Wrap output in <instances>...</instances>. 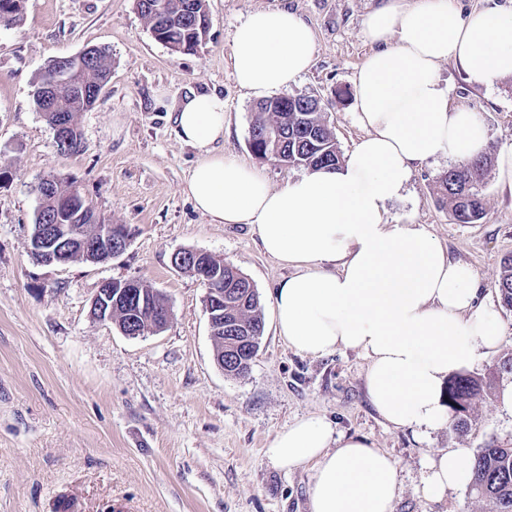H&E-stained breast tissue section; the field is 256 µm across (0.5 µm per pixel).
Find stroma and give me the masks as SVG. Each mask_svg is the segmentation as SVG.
I'll list each match as a JSON object with an SVG mask.
<instances>
[{
	"label": "stroma",
	"mask_w": 512,
	"mask_h": 512,
	"mask_svg": "<svg viewBox=\"0 0 512 512\" xmlns=\"http://www.w3.org/2000/svg\"><path fill=\"white\" fill-rule=\"evenodd\" d=\"M382 4L207 0V36L189 52L156 41L136 0H24L19 22H0V512H62L73 499L81 512H111L117 502L128 512H309L311 466L287 472L264 455L276 433L307 415L392 456L402 483L395 512H488L468 488L432 499L423 481L440 450L512 446V410L500 400L512 374L474 402L466 428L392 427L369 401L368 362L358 352L301 355L278 335L275 294L289 270L264 253L252 227L212 223L184 191L199 152L178 138L174 114L194 93L223 97L225 155L260 168L274 189L301 173L248 147L256 101L236 84L229 54L235 27L257 10L288 9L313 29L314 63L287 91L321 98L349 153L364 135L354 78L372 50L366 21ZM90 46L109 54L111 77L77 118L80 152L64 156L33 104L35 80L51 59ZM439 77L454 104L482 121L491 150L512 144L511 77L487 90L452 62L440 65ZM448 166L442 158L414 170L388 217L425 225L452 260L475 270L478 300L492 304L501 325L497 353L473 367L483 373L512 354V310L496 288L512 255V196L488 174L484 218L455 223L434 190ZM53 174L131 229L120 257L61 266L31 258L35 185ZM184 249L234 265L260 295L265 329L247 376L225 374L215 361L206 290L171 263ZM113 279L162 293L172 310L166 328L128 337L94 319L91 302Z\"/></svg>",
	"instance_id": "stroma-1"
}]
</instances>
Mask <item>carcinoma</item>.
Listing matches in <instances>:
<instances>
[{"label": "carcinoma", "instance_id": "carcinoma-1", "mask_svg": "<svg viewBox=\"0 0 512 512\" xmlns=\"http://www.w3.org/2000/svg\"><path fill=\"white\" fill-rule=\"evenodd\" d=\"M163 2L168 24L159 28L168 43L186 45L194 49L202 38L186 20L195 14H206V0H137V7L148 26H153L156 13L153 5ZM110 74V62L100 52L92 63L78 74L86 88L99 86ZM66 113L77 119L81 112L92 107L90 99L79 93L65 98ZM276 127L288 138L281 154L265 145L259 136L268 128ZM249 147L260 159L302 167L336 169L344 161L336 137L319 103L306 93L289 96L288 111L282 112L270 99L259 102L250 129ZM491 154L463 159L443 171L435 181L439 200L448 205L458 224H477L484 217L480 188L491 167ZM138 288L150 303L144 317L155 323L170 307L162 294L151 286L138 282ZM497 293L502 306L512 310V256L504 258ZM264 332L259 294L244 274L232 265L224 266V333L214 337L216 351L224 353V373L238 375L243 365L252 361ZM501 373H512V356L501 360L488 372L474 376L455 375L448 380V409L456 426L467 425L472 401L491 389ZM472 481L470 493L490 506L489 512H512V447L480 448L470 458Z\"/></svg>", "mask_w": 512, "mask_h": 512}]
</instances>
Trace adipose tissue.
<instances>
[{"instance_id": "adipose-tissue-1", "label": "adipose tissue", "mask_w": 512, "mask_h": 512, "mask_svg": "<svg viewBox=\"0 0 512 512\" xmlns=\"http://www.w3.org/2000/svg\"><path fill=\"white\" fill-rule=\"evenodd\" d=\"M373 46L355 82L365 135L335 170H314L271 189L254 167L225 156L224 100L186 97L175 119L200 157L185 182L197 210L216 224H247L266 254L291 268L275 296L276 330L297 353L354 350L368 361L376 412L398 428L436 429L447 417L443 385L496 352L501 326L479 304L478 279L450 259L420 224L389 223L416 166L485 152L487 131L451 102L438 69L456 63L491 88L512 76V10L460 16L448 0L410 7L386 0L367 21ZM315 35L287 9L252 12L235 29L230 61L241 89L257 99L287 88L313 64ZM266 458L289 471L311 465L310 512H394L398 468L363 437L336 434L322 416L276 434ZM423 491L441 498L472 480L463 449L431 458Z\"/></svg>"}]
</instances>
